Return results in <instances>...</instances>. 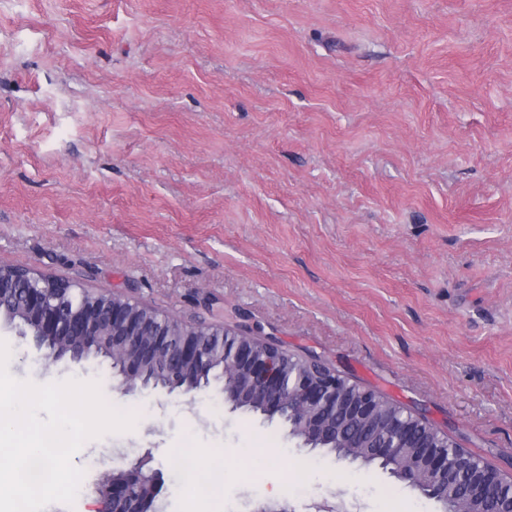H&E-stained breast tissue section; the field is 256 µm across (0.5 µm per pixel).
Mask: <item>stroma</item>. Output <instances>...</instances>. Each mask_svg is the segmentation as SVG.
<instances>
[{"instance_id": "1", "label": "stroma", "mask_w": 512, "mask_h": 512, "mask_svg": "<svg viewBox=\"0 0 512 512\" xmlns=\"http://www.w3.org/2000/svg\"><path fill=\"white\" fill-rule=\"evenodd\" d=\"M0 264L249 328L512 468V0H0ZM0 341L15 379L137 416L44 512L147 453L188 512V448L226 455L214 512L442 510L220 384L126 392Z\"/></svg>"}]
</instances>
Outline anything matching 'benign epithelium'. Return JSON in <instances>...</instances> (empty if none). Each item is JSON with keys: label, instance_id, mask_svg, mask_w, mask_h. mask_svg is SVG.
I'll return each instance as SVG.
<instances>
[{"label": "benign epithelium", "instance_id": "benign-epithelium-1", "mask_svg": "<svg viewBox=\"0 0 512 512\" xmlns=\"http://www.w3.org/2000/svg\"><path fill=\"white\" fill-rule=\"evenodd\" d=\"M33 283L23 289V303L31 321L16 323L21 336L32 337L37 347L50 350L55 359L78 361L91 347L102 342L119 363L120 385L130 391L146 381L149 366L164 361L173 367L170 392L190 393L205 388V378L214 373L215 353L220 352L228 366L246 373L252 387L264 396L263 414L284 418L287 403L295 405L308 425L301 442L308 446L327 439L325 418L336 410L349 420L364 421L377 431H391L397 437H416V431L430 422L417 414L396 418L381 412V397L374 390L347 383L335 370L313 361L294 371L288 383L281 382L280 357L261 354L257 339L246 332H231L222 326L186 322L157 310L145 317L135 308L139 303L108 291L93 292L75 282L59 279L61 288H51L45 280L54 276L33 271ZM164 321L180 330L178 338L157 322ZM420 469L404 474L408 485L429 495L436 487L461 473L467 479L471 500L489 501L495 512H512V468L502 470L487 465L458 447L448 433L438 430L416 442ZM150 457L131 467L109 472L96 487L93 512H154L157 473L148 468Z\"/></svg>", "mask_w": 512, "mask_h": 512}]
</instances>
